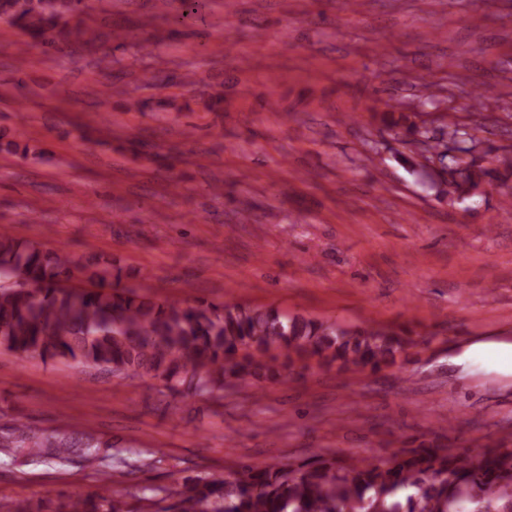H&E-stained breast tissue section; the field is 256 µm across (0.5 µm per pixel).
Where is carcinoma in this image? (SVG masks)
<instances>
[{
  "instance_id": "obj_1",
  "label": "carcinoma",
  "mask_w": 512,
  "mask_h": 512,
  "mask_svg": "<svg viewBox=\"0 0 512 512\" xmlns=\"http://www.w3.org/2000/svg\"><path fill=\"white\" fill-rule=\"evenodd\" d=\"M86 0H0V23L44 46L78 42ZM420 156L448 168V201L470 199L493 170L477 164L475 139L456 123L415 126ZM90 288L64 282L73 271ZM114 262L81 266L69 253L0 235V348L44 361L71 359L115 375L159 381L173 394L206 396L276 381L282 365L317 360L377 371L409 342L401 333L275 308L200 301L158 303L121 286ZM91 436L20 423L0 432V451L26 448L63 464ZM170 512H512V448H403L375 459L318 455L303 464L243 465L231 480L190 479L168 493Z\"/></svg>"
}]
</instances>
